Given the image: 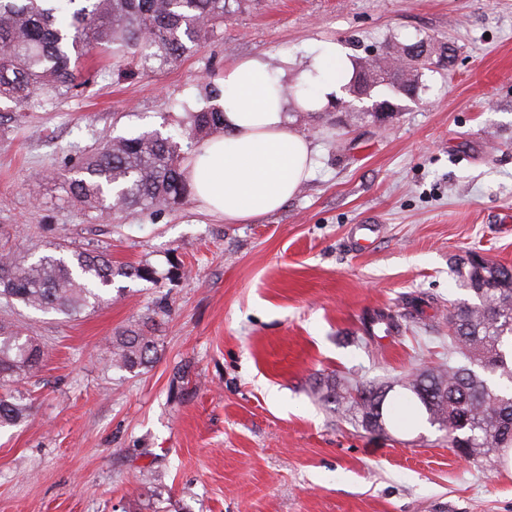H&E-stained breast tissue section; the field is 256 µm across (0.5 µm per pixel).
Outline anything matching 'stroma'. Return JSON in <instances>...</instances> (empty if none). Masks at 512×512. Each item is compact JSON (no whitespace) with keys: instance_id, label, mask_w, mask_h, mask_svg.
I'll use <instances>...</instances> for the list:
<instances>
[{"instance_id":"stroma-1","label":"stroma","mask_w":512,"mask_h":512,"mask_svg":"<svg viewBox=\"0 0 512 512\" xmlns=\"http://www.w3.org/2000/svg\"><path fill=\"white\" fill-rule=\"evenodd\" d=\"M183 58L113 74L83 61L50 104L0 99V234L15 253L50 241L152 267L116 278L107 305L65 318L0 301L44 350L31 411L0 431V512H512V471L456 455L444 431H364L313 387L395 384L448 359V304L468 298L455 263L512 265V0H232ZM428 39L454 51L425 69L386 125L335 109L292 113L313 172L277 212L227 224L197 202L85 215L45 173L104 136L182 131L260 56L296 81L323 41L352 59ZM378 225L363 250L354 228ZM420 305L421 319L411 316ZM402 329L363 337L372 312ZM150 328L151 366L112 368V338Z\"/></svg>"}]
</instances>
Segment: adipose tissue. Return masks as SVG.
I'll return each mask as SVG.
<instances>
[{
    "label": "adipose tissue",
    "instance_id": "ef3b65f1",
    "mask_svg": "<svg viewBox=\"0 0 512 512\" xmlns=\"http://www.w3.org/2000/svg\"><path fill=\"white\" fill-rule=\"evenodd\" d=\"M353 76L347 51L324 41L287 97L281 76L258 56L224 70V129L195 145L183 167L193 197L228 224H253L277 212L312 170V150L290 121L294 112L335 104Z\"/></svg>",
    "mask_w": 512,
    "mask_h": 512
}]
</instances>
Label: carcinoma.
I'll return each mask as SVG.
<instances>
[{
    "label": "carcinoma",
    "instance_id": "carcinoma-1",
    "mask_svg": "<svg viewBox=\"0 0 512 512\" xmlns=\"http://www.w3.org/2000/svg\"><path fill=\"white\" fill-rule=\"evenodd\" d=\"M229 0H0V98L23 104L51 102L79 85L80 60L94 50L116 68L138 61L164 64L191 50L224 24ZM368 60L356 64L348 87L354 99L373 98L362 84ZM224 129V107L188 113L187 143L158 130L104 139L90 154L54 178L68 203L88 213H135L186 203L191 193L182 166L199 137ZM471 298L448 307V363L416 371L397 386L408 391L427 421L448 433V448H475L474 461L492 466L512 448V267L488 262L482 272L456 266ZM146 266L116 265L104 249L51 243L34 261L0 253V297L68 318L106 301L117 277L153 278ZM401 315L377 311L363 331H399ZM153 337L127 329L112 338V367L134 372L153 362ZM43 351L18 329L0 325V427L29 411L28 394L13 385L35 373ZM391 385L342 383L328 375L316 383L319 401L332 404L370 433L386 430Z\"/></svg>",
    "mask_w": 512,
    "mask_h": 512
}]
</instances>
